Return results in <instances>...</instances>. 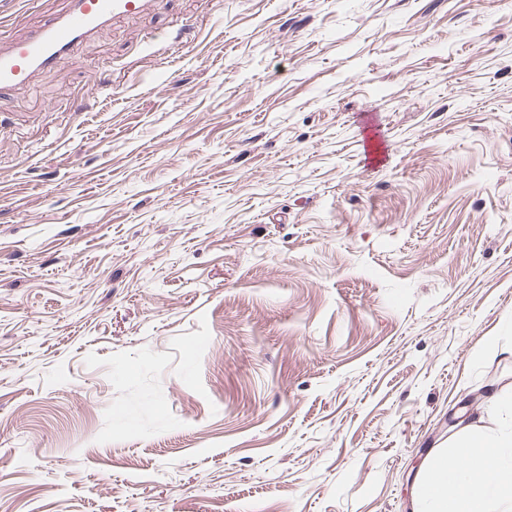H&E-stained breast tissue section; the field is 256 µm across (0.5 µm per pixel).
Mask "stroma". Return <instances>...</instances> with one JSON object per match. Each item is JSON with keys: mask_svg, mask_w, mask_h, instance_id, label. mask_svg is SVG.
Here are the masks:
<instances>
[{"mask_svg": "<svg viewBox=\"0 0 512 512\" xmlns=\"http://www.w3.org/2000/svg\"><path fill=\"white\" fill-rule=\"evenodd\" d=\"M491 391L512 0H161L0 100V512H412Z\"/></svg>", "mask_w": 512, "mask_h": 512, "instance_id": "stroma-1", "label": "stroma"}]
</instances>
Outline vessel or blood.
<instances>
[{"label":"vessel or blood","mask_w":512,"mask_h":512,"mask_svg":"<svg viewBox=\"0 0 512 512\" xmlns=\"http://www.w3.org/2000/svg\"><path fill=\"white\" fill-rule=\"evenodd\" d=\"M154 0H70L67 10L25 36L0 39V99L37 73L75 58L77 46L103 24L140 14Z\"/></svg>","instance_id":"obj_1"}]
</instances>
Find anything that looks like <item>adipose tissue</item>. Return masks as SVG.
Here are the masks:
<instances>
[{"label": "adipose tissue", "mask_w": 512, "mask_h": 512, "mask_svg": "<svg viewBox=\"0 0 512 512\" xmlns=\"http://www.w3.org/2000/svg\"><path fill=\"white\" fill-rule=\"evenodd\" d=\"M451 448L423 466L415 512H512V419L491 433L468 426Z\"/></svg>", "instance_id": "obj_1"}]
</instances>
